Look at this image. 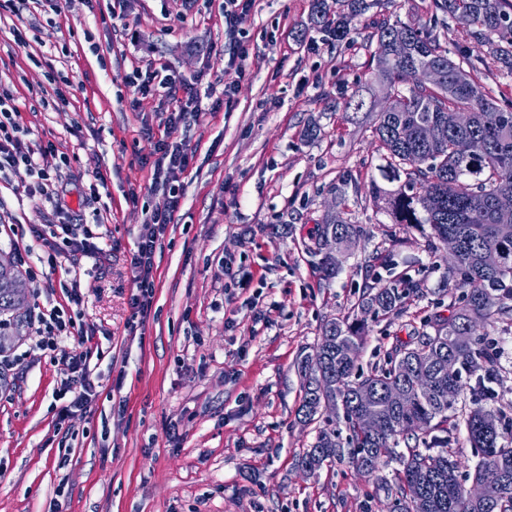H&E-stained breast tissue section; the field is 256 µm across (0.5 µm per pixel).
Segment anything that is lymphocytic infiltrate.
<instances>
[{
	"instance_id": "lymphocytic-infiltrate-1",
	"label": "lymphocytic infiltrate",
	"mask_w": 512,
	"mask_h": 512,
	"mask_svg": "<svg viewBox=\"0 0 512 512\" xmlns=\"http://www.w3.org/2000/svg\"><path fill=\"white\" fill-rule=\"evenodd\" d=\"M254 0H224V36L228 40V63L244 67L249 45L244 39L245 24ZM122 82L130 93L129 105L139 108L147 99L157 101L164 113L165 135L157 141V159L152 163V180L167 196L164 208L153 210L143 224L130 266L137 294L132 302L134 314L146 319L153 305L158 265L157 249L164 239L174 215L181 207L183 180L195 161L194 149L185 139L174 138L179 128L198 121L204 107L217 110L231 107L235 90L227 86L215 90L206 74L182 77L167 65L147 64L126 74ZM18 110L9 86L0 83V188L14 196L28 199L53 198L62 169L70 167L71 157L60 151L53 141L34 142L30 131L17 120ZM57 219L49 224L30 226L29 237L40 251L39 261L49 269L66 266L72 279L64 287L62 304H47L25 320L33 345L52 362L63 368L59 394L70 401L58 413L59 420L87 410L98 395V384L90 369L87 352L66 350L63 340L79 337L81 343L92 342L95 327L80 322L78 312L85 302L78 274L83 261L101 260L106 253V235L101 221H88L84 215L57 208Z\"/></svg>"
}]
</instances>
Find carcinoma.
Returning <instances> with one entry per match:
<instances>
[{"label": "carcinoma", "mask_w": 512, "mask_h": 512, "mask_svg": "<svg viewBox=\"0 0 512 512\" xmlns=\"http://www.w3.org/2000/svg\"><path fill=\"white\" fill-rule=\"evenodd\" d=\"M326 0H313L308 29L338 46L350 40L362 17L381 0H336V13ZM435 10L454 19L471 18L474 46L448 49L434 32L435 24L385 19L369 35L376 41L371 65L389 89L390 103L377 114L373 136L381 149L379 172L392 184L373 183V202L394 224L428 226L424 251L435 254L453 234L459 240L456 261L445 267L447 285L460 290L448 303V315L424 317L407 342L391 347L383 362L363 372L358 360L365 341L359 321L328 322L313 352L298 369L303 378L296 411L304 425L320 418L323 402L336 403L334 418L323 420L315 442L299 457L298 466L315 474L323 466L344 461L368 475L389 461L396 469V491L388 512H512V439L506 424L482 401L494 395L496 352L473 328L512 320V107L500 108L498 90L482 82L480 64L490 58L512 73V0H434ZM432 69L437 79L421 81ZM466 112L460 128L448 127V113ZM488 112L500 113L496 125ZM336 238V250L369 235L368 228L338 210L324 216L318 238ZM488 250L500 253L501 264L482 263ZM319 266L327 279L339 260L324 254ZM0 274V336L19 331L20 309L7 275ZM420 292L419 283L405 287L364 286L361 312L393 315L403 301ZM455 371L448 372V364ZM475 379L472 407L465 414L467 442L478 462L463 473L448 445V412L454 409L464 379ZM408 393L402 406L388 402L389 388ZM373 391L380 430L361 427L365 407L358 399ZM405 449L398 450L399 445ZM501 484L499 498L475 505L466 482Z\"/></svg>", "instance_id": "1"}]
</instances>
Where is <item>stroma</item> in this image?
<instances>
[{"label": "stroma", "instance_id": "35a3bbf8", "mask_svg": "<svg viewBox=\"0 0 512 512\" xmlns=\"http://www.w3.org/2000/svg\"><path fill=\"white\" fill-rule=\"evenodd\" d=\"M110 0H62L54 19L0 13V80L12 83L33 140L73 155L62 170L65 199L101 212L112 251L84 264L83 320L95 326L90 367L99 395L85 413L58 424L61 368L28 350L0 391V512H386L387 487L348 463L305 474L298 458L317 424L297 423V370L326 321L350 320L372 274L383 284L419 281L421 295L399 314H366L363 369L407 339L425 316L447 313L442 273L447 250L428 255L421 229L391 223L373 203L380 180L374 115L347 111L356 90L387 102L371 67V47L305 34L311 0H256L246 24L245 71L227 64L224 0H127V34L94 19ZM448 47L468 44L465 27L437 15L433 0H383L366 19L429 20ZM27 33L15 43L14 28ZM162 63L185 77L207 69L216 87L233 86L231 109L179 129L196 150L184 205L156 256V294L146 323L132 326L136 292L130 258L142 224L164 207L152 187L156 101L131 109L122 95L133 67ZM68 76L69 104L33 106L50 74ZM321 127L308 142L309 121ZM102 174L99 199L89 184ZM348 179L345 200L335 188ZM140 197L128 205L130 193ZM345 204L370 233L358 239L335 278L321 276L306 250L325 211ZM389 268H380L378 256ZM232 264L234 277L225 279ZM483 334L497 352L495 396L486 406L512 419V323ZM73 432L70 462L58 443Z\"/></svg>", "mask_w": 512, "mask_h": 512}]
</instances>
